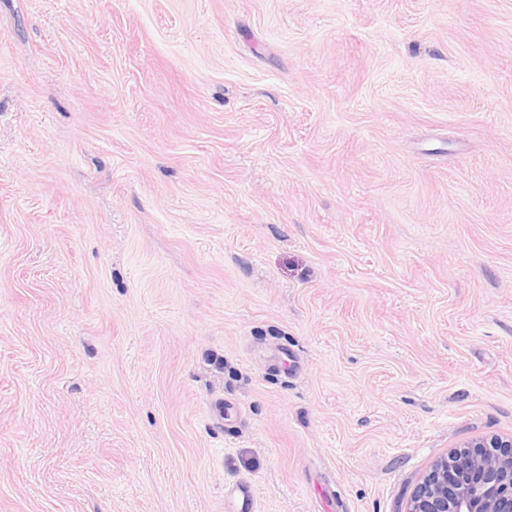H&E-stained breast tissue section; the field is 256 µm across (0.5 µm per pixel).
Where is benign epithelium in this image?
Segmentation results:
<instances>
[{"label":"benign epithelium","mask_w":512,"mask_h":512,"mask_svg":"<svg viewBox=\"0 0 512 512\" xmlns=\"http://www.w3.org/2000/svg\"><path fill=\"white\" fill-rule=\"evenodd\" d=\"M406 512H512V436L480 438L434 461Z\"/></svg>","instance_id":"obj_1"}]
</instances>
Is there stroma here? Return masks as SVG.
I'll return each instance as SVG.
<instances>
[{"label": "stroma", "instance_id": "1", "mask_svg": "<svg viewBox=\"0 0 512 512\" xmlns=\"http://www.w3.org/2000/svg\"><path fill=\"white\" fill-rule=\"evenodd\" d=\"M512 436V0H0V512H404ZM224 499L231 504L232 512H253V491L249 485H236L225 494Z\"/></svg>", "mask_w": 512, "mask_h": 512}]
</instances>
